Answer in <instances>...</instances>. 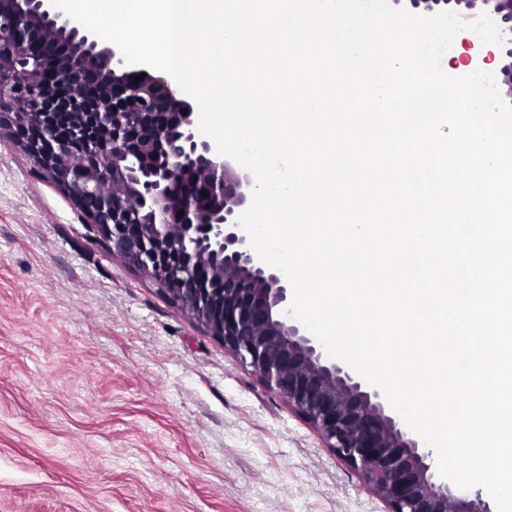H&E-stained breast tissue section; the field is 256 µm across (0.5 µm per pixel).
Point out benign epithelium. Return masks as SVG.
Here are the masks:
<instances>
[{"instance_id":"7a95c632","label":"benign epithelium","mask_w":512,"mask_h":512,"mask_svg":"<svg viewBox=\"0 0 512 512\" xmlns=\"http://www.w3.org/2000/svg\"><path fill=\"white\" fill-rule=\"evenodd\" d=\"M394 5L427 16L473 9L471 0ZM484 9L505 35L490 57L512 86V0ZM193 111L164 73L126 64L51 0H0V139L23 150L112 254L274 389L387 512H492L438 474L379 388L286 313L288 281L238 225L254 181L198 136Z\"/></svg>"}]
</instances>
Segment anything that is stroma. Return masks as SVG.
I'll return each instance as SVG.
<instances>
[{"label": "stroma", "instance_id": "35a3bbf8", "mask_svg": "<svg viewBox=\"0 0 512 512\" xmlns=\"http://www.w3.org/2000/svg\"><path fill=\"white\" fill-rule=\"evenodd\" d=\"M472 31L449 66L497 73ZM0 512H386L0 141Z\"/></svg>", "mask_w": 512, "mask_h": 512}]
</instances>
